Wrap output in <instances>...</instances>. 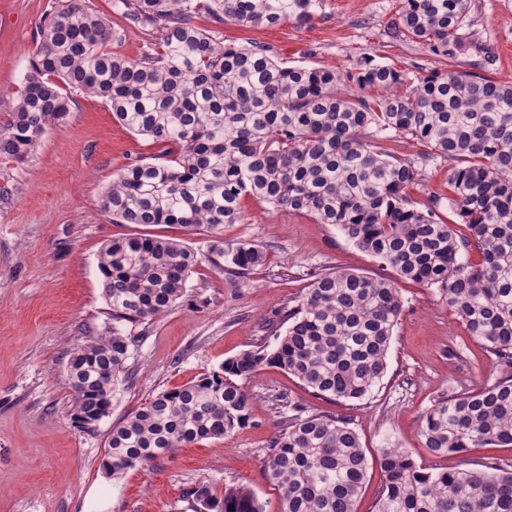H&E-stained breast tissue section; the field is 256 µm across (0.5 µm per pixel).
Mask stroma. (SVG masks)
<instances>
[{"mask_svg":"<svg viewBox=\"0 0 512 512\" xmlns=\"http://www.w3.org/2000/svg\"><path fill=\"white\" fill-rule=\"evenodd\" d=\"M473 29L494 57L493 76L512 82V0H472ZM62 0H0V113L12 106L30 68L44 17ZM113 27L118 49L135 58L157 31L126 23L112 0H89ZM399 0H321L308 25L284 21L246 27L200 11L194 23L225 44L269 47L287 65L345 76L361 58L400 71L421 67L452 73L474 58L448 60L426 45L393 40L388 28ZM167 148L133 134L97 98L75 92L67 117L42 138L26 162L0 160V512H189L184 492L202 477L250 488L278 512L279 495L263 473L264 450L278 429L285 401L348 421L368 460L358 512H375L383 474L382 448H406L417 467L472 466L487 457L512 459L510 448H477L437 458L423 448L422 413L444 392L498 375L494 355L472 340L437 287L395 280L403 311L394 329L386 375L362 399L332 402L297 378L266 366L246 380L250 422L225 440H203L121 478L102 469L112 425L157 393L219 370L253 346L271 342L270 325L294 305L319 274L350 269L388 277L333 224L306 213L243 197L245 219L223 236L263 246L264 264L243 277L222 272L205 256L209 238L180 226L116 224L99 207L119 169L158 161ZM147 232L182 240L202 255L184 297L151 323L130 347L133 380L117 394L110 415L84 430L71 419L69 354L112 318L102 293L98 255L118 238Z\"/></svg>","mask_w":512,"mask_h":512,"instance_id":"stroma-1","label":"stroma"}]
</instances>
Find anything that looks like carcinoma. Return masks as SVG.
<instances>
[{
	"mask_svg": "<svg viewBox=\"0 0 512 512\" xmlns=\"http://www.w3.org/2000/svg\"><path fill=\"white\" fill-rule=\"evenodd\" d=\"M472 0H402L391 37L436 55L470 53L473 69L426 76L359 62L339 88L334 74L288 66L264 47H226L193 24L201 4L242 26L308 24L319 0H113L131 23L159 31L136 59L112 49L122 31L88 0H65L44 19L12 110L0 119V159H28L69 112L65 89L103 100L129 131L169 147L172 159L134 161L100 197L118 224H177L209 234L207 258L238 277L265 261L262 247L227 241L241 200L306 212L334 224L397 278L440 287L469 336L501 366L492 383L444 393L422 417L423 447L436 457L512 447V83L487 76L494 56L469 36ZM370 88L378 96L361 91ZM391 135L424 147L419 159L381 151ZM452 162L448 196L419 208V161ZM467 225L458 235L446 213ZM478 255L474 262L472 255ZM201 257L152 235L114 239L98 268L112 327L71 353L67 373L75 421L109 416L132 379L134 338L181 300ZM402 300L391 280L350 270L316 278L285 315L276 345L244 350L220 371L163 391L112 426L103 470L114 478L205 439L222 440L250 417L241 381L271 365L331 401L365 397L387 370ZM376 512H512V461L472 468H418L397 446L382 449ZM280 512H357L367 477L360 437L342 418L288 403L262 458ZM192 512H265L247 487L203 478L186 492Z\"/></svg>",
	"mask_w": 512,
	"mask_h": 512,
	"instance_id": "carcinoma-1",
	"label": "carcinoma"
}]
</instances>
